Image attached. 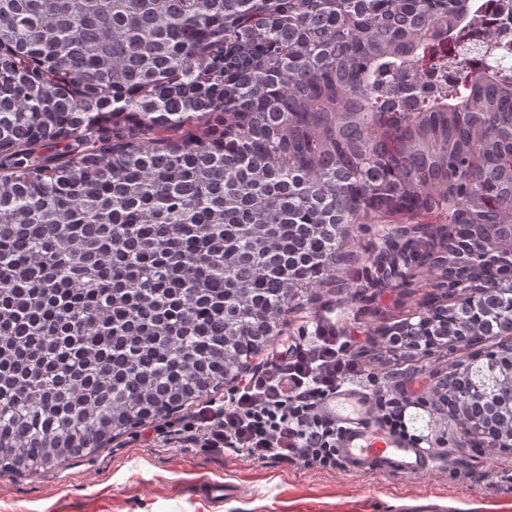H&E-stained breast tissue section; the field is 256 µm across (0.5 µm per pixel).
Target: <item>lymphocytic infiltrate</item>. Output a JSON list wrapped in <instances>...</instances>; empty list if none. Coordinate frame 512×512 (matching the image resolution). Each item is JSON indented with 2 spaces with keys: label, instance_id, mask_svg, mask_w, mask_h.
<instances>
[{
  "label": "lymphocytic infiltrate",
  "instance_id": "obj_1",
  "mask_svg": "<svg viewBox=\"0 0 512 512\" xmlns=\"http://www.w3.org/2000/svg\"><path fill=\"white\" fill-rule=\"evenodd\" d=\"M353 344L352 336L315 326L303 342L273 353L264 370L246 375L225 395L223 406L199 410V441L254 462L343 469L340 428L319 407L343 385L372 382L374 374L356 361Z\"/></svg>",
  "mask_w": 512,
  "mask_h": 512
}]
</instances>
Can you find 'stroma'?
Returning <instances> with one entry per match:
<instances>
[{"instance_id":"1","label":"stroma","mask_w":512,"mask_h":512,"mask_svg":"<svg viewBox=\"0 0 512 512\" xmlns=\"http://www.w3.org/2000/svg\"><path fill=\"white\" fill-rule=\"evenodd\" d=\"M388 232L385 224L343 225L346 261L301 293L268 344L300 338L315 322L336 324L354 331V353L377 373L381 392L415 395L431 391L456 355L404 356L381 335L410 317L441 278L427 265L404 287H369ZM399 370L413 372V380L401 383ZM223 402V392L212 393L43 471H0V512H512V482L503 477L512 452L467 446L455 421L436 408L411 409V428L429 435L442 460L421 475L388 476L257 463L201 447L186 427L201 406Z\"/></svg>"}]
</instances>
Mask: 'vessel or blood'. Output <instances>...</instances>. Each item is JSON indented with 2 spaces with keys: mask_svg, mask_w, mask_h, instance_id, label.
Wrapping results in <instances>:
<instances>
[{
  "mask_svg": "<svg viewBox=\"0 0 512 512\" xmlns=\"http://www.w3.org/2000/svg\"><path fill=\"white\" fill-rule=\"evenodd\" d=\"M321 412L342 428L339 451L350 472L419 475L440 460L434 449L403 442L375 428L367 398L357 388L342 387L324 401Z\"/></svg>",
  "mask_w": 512,
  "mask_h": 512,
  "instance_id": "b4317fda",
  "label": "vessel or blood"
}]
</instances>
